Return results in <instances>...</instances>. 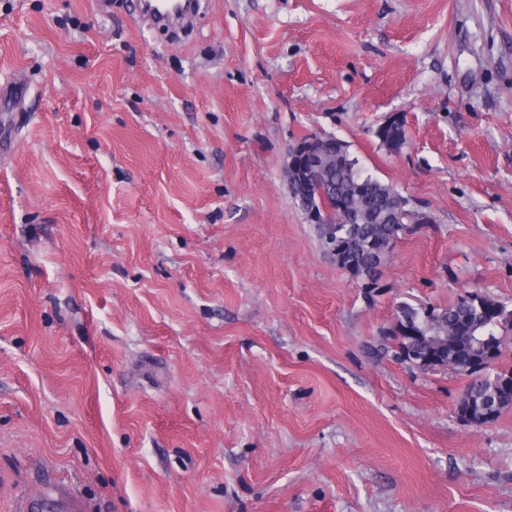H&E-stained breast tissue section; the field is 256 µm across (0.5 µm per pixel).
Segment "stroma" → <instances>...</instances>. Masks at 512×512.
Wrapping results in <instances>:
<instances>
[{
	"instance_id": "1",
	"label": "stroma",
	"mask_w": 512,
	"mask_h": 512,
	"mask_svg": "<svg viewBox=\"0 0 512 512\" xmlns=\"http://www.w3.org/2000/svg\"><path fill=\"white\" fill-rule=\"evenodd\" d=\"M0 512H512V409L395 355L403 305L512 307V0H0ZM406 122L399 152L375 135ZM346 141L433 223L368 293L283 178ZM154 1L141 0L139 2L140 20L159 28L172 30L175 34L184 30L188 26L190 18L201 9V4L198 1L180 0L181 7L178 10L163 13L155 9Z\"/></svg>"
}]
</instances>
